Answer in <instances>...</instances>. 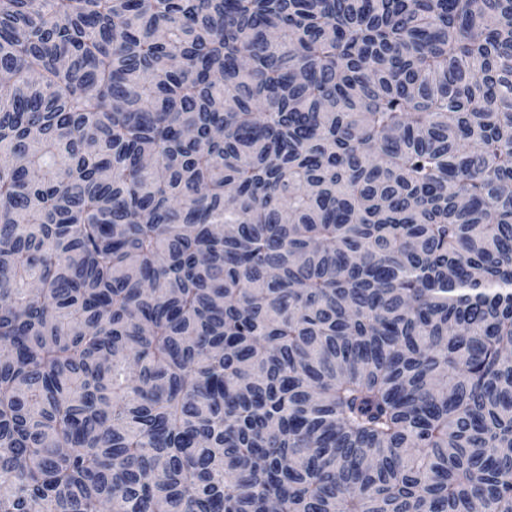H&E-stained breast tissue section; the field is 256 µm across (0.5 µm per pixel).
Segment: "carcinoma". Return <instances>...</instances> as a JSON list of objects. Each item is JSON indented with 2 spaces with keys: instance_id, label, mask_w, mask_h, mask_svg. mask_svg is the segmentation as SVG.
I'll return each instance as SVG.
<instances>
[{
  "instance_id": "1",
  "label": "carcinoma",
  "mask_w": 512,
  "mask_h": 512,
  "mask_svg": "<svg viewBox=\"0 0 512 512\" xmlns=\"http://www.w3.org/2000/svg\"><path fill=\"white\" fill-rule=\"evenodd\" d=\"M512 512V0H0V512Z\"/></svg>"
}]
</instances>
